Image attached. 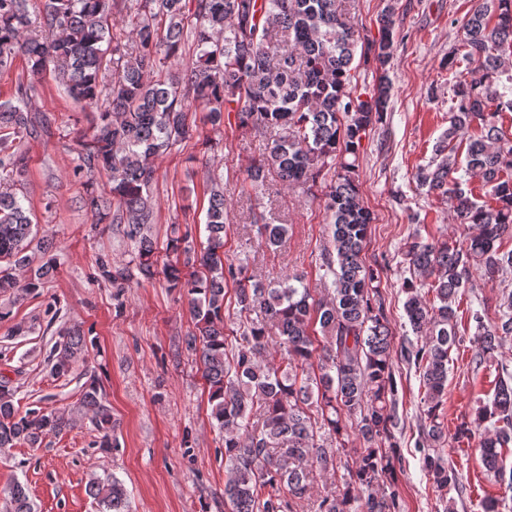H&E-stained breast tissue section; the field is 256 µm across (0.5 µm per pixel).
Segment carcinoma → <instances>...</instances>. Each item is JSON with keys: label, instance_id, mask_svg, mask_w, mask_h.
I'll list each match as a JSON object with an SVG mask.
<instances>
[{"label": "carcinoma", "instance_id": "obj_1", "mask_svg": "<svg viewBox=\"0 0 512 512\" xmlns=\"http://www.w3.org/2000/svg\"><path fill=\"white\" fill-rule=\"evenodd\" d=\"M393 14V8L386 10L380 38L365 43L339 0H45L38 20L30 16L29 0H0V68L11 67L18 55L28 65V80L19 82L17 96L0 103V262L12 271L29 264L35 237L15 190L25 175L17 142L37 131L28 103L35 78L52 64L77 99L96 102L108 91L92 135L79 141L76 172H106L111 180L107 195L89 199L90 208L101 220L110 216L112 223L126 225L140 275L152 279L161 273L166 287L191 296L196 331L187 346L198 355L211 425L224 447L228 512H293L314 489L317 473L340 469L342 484L321 497L319 512H403L394 478L395 464L402 463L394 342L380 271L365 263L374 214L355 177L363 135L382 121L387 106ZM119 16L133 21L129 44L113 34ZM187 43L195 61L164 71ZM463 46V60L476 64L475 76L457 82L446 143L417 167L413 179L421 190L448 196L466 234L458 245L419 240L406 250L409 272L431 279L433 301L419 295L413 278L401 285L415 340L401 349L400 358L419 372L423 469L439 492L460 489L458 473L440 451L448 441L442 407L449 354L464 342L453 303L472 269L488 280L512 273V251H500L503 239L512 237V137L486 119L496 87L512 82V0H477L463 25ZM358 51L380 76L375 88L356 95L352 63ZM193 107L208 112L214 126L233 112L240 128L275 130L262 158L243 174L241 193L262 194L271 166L284 186L322 201L329 245L320 279L332 277L325 296L315 298L302 274L268 285L246 276V260L224 251L226 198L215 178L206 245L196 252L184 235L166 246L183 252L184 265H197L201 272L186 276L170 263L157 269L158 247L148 227L156 160L194 140L212 147L188 122ZM474 123L479 132L467 143L466 169L482 181L490 203L452 177L457 161L448 144ZM332 166L337 170L325 177L324 169ZM259 233L274 246L288 234V225L263 224ZM51 270L42 265L20 282L0 269V292L34 295ZM95 271L114 288H124L131 277L105 257L96 259ZM230 283L239 310L229 324L224 287ZM468 320L475 324L471 363L477 370L490 367L512 339V316L505 313L492 324L485 311L470 308ZM271 344L279 348L276 362L267 359ZM87 354L80 327L66 328L53 347L52 368L64 375ZM13 397L0 383V448L21 442L33 448L43 437L76 425L72 415L54 410L31 409L20 416ZM79 411L103 431L100 447H112V413L94 377ZM354 427L365 448L350 463ZM474 438L486 470L512 491V472L504 467L512 451V373L503 364L497 366L491 405L453 434L458 441ZM86 490L98 512H130L116 477L94 476ZM8 502L9 512H33L19 483Z\"/></svg>", "mask_w": 512, "mask_h": 512}]
</instances>
